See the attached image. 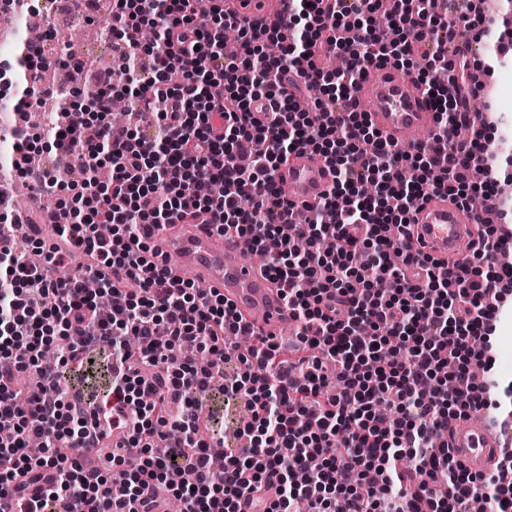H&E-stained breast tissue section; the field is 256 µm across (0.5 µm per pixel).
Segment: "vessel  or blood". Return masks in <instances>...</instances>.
Instances as JSON below:
<instances>
[{"instance_id":"vessel-or-blood-1","label":"vessel or blood","mask_w":512,"mask_h":512,"mask_svg":"<svg viewBox=\"0 0 512 512\" xmlns=\"http://www.w3.org/2000/svg\"><path fill=\"white\" fill-rule=\"evenodd\" d=\"M237 12L254 22L273 17L285 24L290 17L286 0H279L273 9L266 0H249ZM356 97L368 100L370 118L385 140L397 142L413 131L423 142L434 132L433 111L401 69L380 67L376 75L362 81ZM332 181L331 170L307 151L292 153L277 172L278 186L290 202L300 206L321 200ZM476 237L472 217L437 197L422 204L412 226L415 247L439 260L458 259L464 245ZM149 242L158 257L170 259L171 279L202 282L222 293L243 323L267 333L291 324L279 285L258 267L243 239L222 236L201 225L163 224L152 229ZM438 441L468 471L484 475L495 473L512 447L504 426L480 411L452 420Z\"/></svg>"}]
</instances>
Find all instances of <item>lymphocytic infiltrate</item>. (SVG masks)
<instances>
[{"instance_id": "1", "label": "lymphocytic infiltrate", "mask_w": 512, "mask_h": 512, "mask_svg": "<svg viewBox=\"0 0 512 512\" xmlns=\"http://www.w3.org/2000/svg\"><path fill=\"white\" fill-rule=\"evenodd\" d=\"M290 2L289 26L259 28L224 0H111L134 127L112 130L111 67L71 52L66 68L94 74L96 136L66 107L48 136L54 162L33 175L35 134L14 130L12 171L75 193L42 208L56 236L29 239L39 264L0 245V359L12 363L0 368V512H166L172 498L183 512L252 501L261 512H512V460L487 479L435 444L472 411L512 419L489 320L512 293V238L481 225L470 260L451 268L415 251L409 230L435 195L512 214L499 155L483 181L466 176L492 124L461 111L469 65L444 55L456 24L481 36L499 26L454 0H391L378 29L362 23L377 0ZM388 63L419 64L435 111L430 142L409 152L383 141L354 97ZM300 149L334 175L305 224L275 180ZM101 167L109 181L96 180ZM200 217L266 254L297 344L251 333L222 294L168 278L152 227ZM77 255L87 262L75 269ZM132 335L146 348L131 349ZM91 354L112 372L100 399L69 386ZM31 371L22 405L16 378ZM213 386L242 414V445L220 469L198 401ZM114 444L110 470L82 464ZM127 448L141 453L136 468Z\"/></svg>"}]
</instances>
